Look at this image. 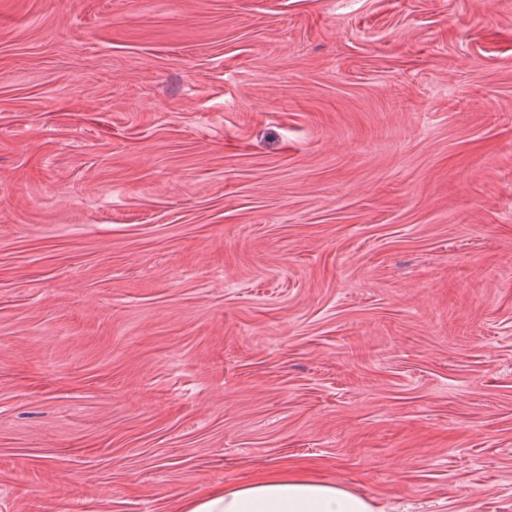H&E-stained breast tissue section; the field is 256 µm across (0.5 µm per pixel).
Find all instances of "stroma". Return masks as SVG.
<instances>
[{
    "label": "stroma",
    "instance_id": "stroma-1",
    "mask_svg": "<svg viewBox=\"0 0 512 512\" xmlns=\"http://www.w3.org/2000/svg\"><path fill=\"white\" fill-rule=\"evenodd\" d=\"M16 2L0 512H512V0ZM176 512H379L370 499L336 483L269 474L203 495L176 499Z\"/></svg>",
    "mask_w": 512,
    "mask_h": 512
}]
</instances>
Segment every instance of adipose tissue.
Returning a JSON list of instances; mask_svg holds the SVG:
<instances>
[{"label":"adipose tissue","mask_w":512,"mask_h":512,"mask_svg":"<svg viewBox=\"0 0 512 512\" xmlns=\"http://www.w3.org/2000/svg\"><path fill=\"white\" fill-rule=\"evenodd\" d=\"M175 512H378L341 485L288 473L269 474L175 502Z\"/></svg>","instance_id":"1"}]
</instances>
